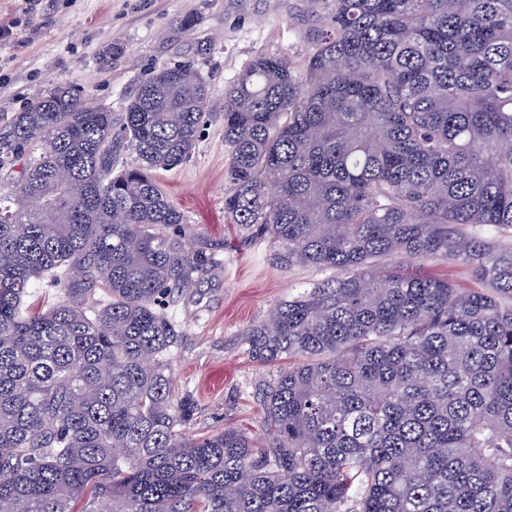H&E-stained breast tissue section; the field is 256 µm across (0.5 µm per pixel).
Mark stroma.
Masks as SVG:
<instances>
[{"mask_svg": "<svg viewBox=\"0 0 512 512\" xmlns=\"http://www.w3.org/2000/svg\"><path fill=\"white\" fill-rule=\"evenodd\" d=\"M0 0V125L41 89L73 86L121 113L137 87L161 66L188 64L212 90V113L191 157L157 171L170 201L188 218L187 233L223 242L222 276L191 302L167 306L183 332L167 357L175 395H193L190 437L225 427L266 439L259 397L288 360L254 359L243 338L275 306L312 284L336 277L314 266L283 268L272 246L238 234L224 221L230 152L224 143V88L255 57L278 55L302 64L309 36L324 28L319 0Z\"/></svg>", "mask_w": 512, "mask_h": 512, "instance_id": "stroma-1", "label": "stroma"}]
</instances>
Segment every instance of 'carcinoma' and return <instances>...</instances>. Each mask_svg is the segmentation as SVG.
<instances>
[{"instance_id":"obj_1","label":"carcinoma","mask_w":512,"mask_h":512,"mask_svg":"<svg viewBox=\"0 0 512 512\" xmlns=\"http://www.w3.org/2000/svg\"><path fill=\"white\" fill-rule=\"evenodd\" d=\"M319 2L303 65L224 89L226 219L340 271L244 332L302 358L261 389L264 445L186 437L166 375L165 307L224 265L152 171L191 156L210 85L164 67L116 117L56 84L0 127V512H512V0ZM425 271H430L441 276L448 275V278L455 281L462 288H477L478 284L474 280L468 267L462 264H427Z\"/></svg>"}]
</instances>
